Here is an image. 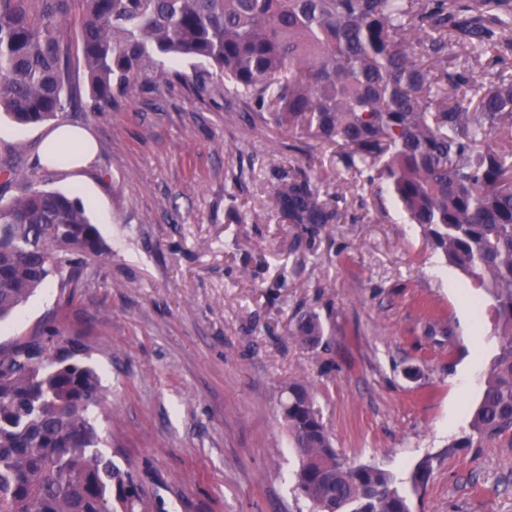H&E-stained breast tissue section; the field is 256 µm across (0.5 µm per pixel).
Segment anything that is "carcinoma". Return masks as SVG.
<instances>
[{
	"mask_svg": "<svg viewBox=\"0 0 512 512\" xmlns=\"http://www.w3.org/2000/svg\"><path fill=\"white\" fill-rule=\"evenodd\" d=\"M71 0H0V114L20 125L76 101L61 35ZM76 44L89 107L108 112L169 85L171 60L207 64L224 93L268 126L336 149V168L380 180L431 247L495 301L499 351L470 433L453 448L512 446V0H79ZM470 50L481 72L450 67ZM19 193L0 200V320L69 269L72 255L111 260L88 203L35 187L0 164ZM275 209L299 227L337 224L333 197L292 175ZM317 314L292 337L314 345ZM282 416L298 464L291 479L311 512H411L431 470L407 481L334 448L310 387H287ZM103 403L94 369L56 330L0 348V512H156L130 470L100 451L91 420Z\"/></svg>",
	"mask_w": 512,
	"mask_h": 512,
	"instance_id": "1",
	"label": "carcinoma"
}]
</instances>
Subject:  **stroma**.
<instances>
[{"label": "stroma", "mask_w": 512, "mask_h": 512, "mask_svg": "<svg viewBox=\"0 0 512 512\" xmlns=\"http://www.w3.org/2000/svg\"><path fill=\"white\" fill-rule=\"evenodd\" d=\"M108 112L67 108L98 153L72 173L40 162L53 122L0 120V161L45 189L78 190L112 253L76 291L36 292L0 346L48 328L75 344L107 396L101 449L163 512H304L280 414L311 384L334 448L406 477L432 472L412 512H512V446L453 448L497 350L483 289L433 251L392 197L338 177L332 147L251 122L208 66ZM340 193L343 221L297 227L272 212L284 178ZM252 211L269 213L254 224ZM481 306L464 318L452 288ZM317 312L323 340L300 345ZM292 337L306 345H314L323 336V324L317 314L303 318L291 333Z\"/></svg>", "instance_id": "stroma-1"}]
</instances>
